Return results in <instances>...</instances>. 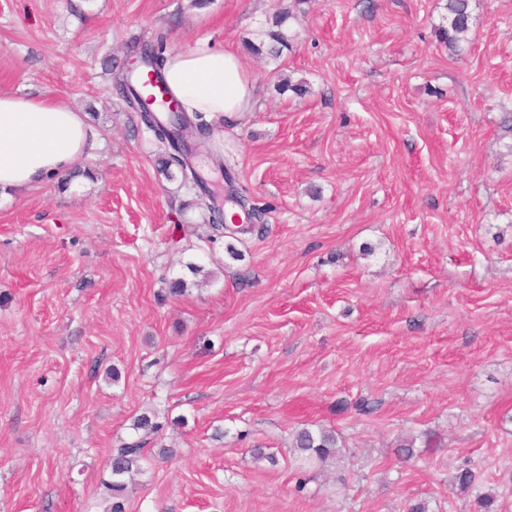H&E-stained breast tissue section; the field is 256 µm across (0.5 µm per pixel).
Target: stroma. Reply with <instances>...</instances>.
Returning a JSON list of instances; mask_svg holds the SVG:
<instances>
[{"mask_svg": "<svg viewBox=\"0 0 512 512\" xmlns=\"http://www.w3.org/2000/svg\"><path fill=\"white\" fill-rule=\"evenodd\" d=\"M445 3L0 0V91L100 134L0 205V512H106L145 412L175 455L127 512H512V0H470L458 56ZM285 11L286 45L254 54ZM135 39L245 58L257 103L208 120L224 151L194 166L227 163L263 232L215 235L116 93ZM303 427L340 447L307 495Z\"/></svg>", "mask_w": 512, "mask_h": 512, "instance_id": "obj_1", "label": "stroma"}]
</instances>
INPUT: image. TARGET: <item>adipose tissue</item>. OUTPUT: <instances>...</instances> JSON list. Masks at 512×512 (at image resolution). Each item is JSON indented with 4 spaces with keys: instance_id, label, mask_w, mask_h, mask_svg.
<instances>
[{
    "instance_id": "obj_1",
    "label": "adipose tissue",
    "mask_w": 512,
    "mask_h": 512,
    "mask_svg": "<svg viewBox=\"0 0 512 512\" xmlns=\"http://www.w3.org/2000/svg\"><path fill=\"white\" fill-rule=\"evenodd\" d=\"M163 75L188 114L224 119L254 108L256 82L235 49L203 41L167 52ZM97 143L83 114L67 105L0 93V199L72 170Z\"/></svg>"
}]
</instances>
